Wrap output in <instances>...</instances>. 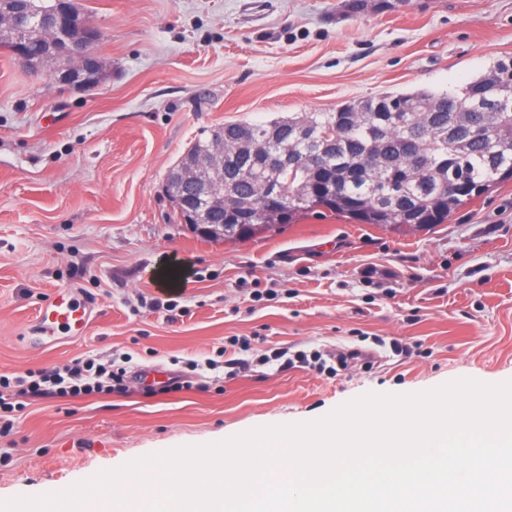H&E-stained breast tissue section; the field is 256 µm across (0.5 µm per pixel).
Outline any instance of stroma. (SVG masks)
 <instances>
[{
  "label": "stroma",
  "mask_w": 512,
  "mask_h": 512,
  "mask_svg": "<svg viewBox=\"0 0 512 512\" xmlns=\"http://www.w3.org/2000/svg\"><path fill=\"white\" fill-rule=\"evenodd\" d=\"M80 2L104 34L93 92L0 52V374L117 359L126 391L23 399L0 437V501L368 392L512 380V181L430 229L309 216L243 242L196 236L163 192L201 131L463 86L512 56V0L359 16L341 0ZM61 289L92 309L88 334L26 344ZM237 338L245 372L206 368ZM282 348L381 360L331 377L279 366ZM179 375L190 388L160 390Z\"/></svg>",
  "instance_id": "35a3bbf8"
}]
</instances>
